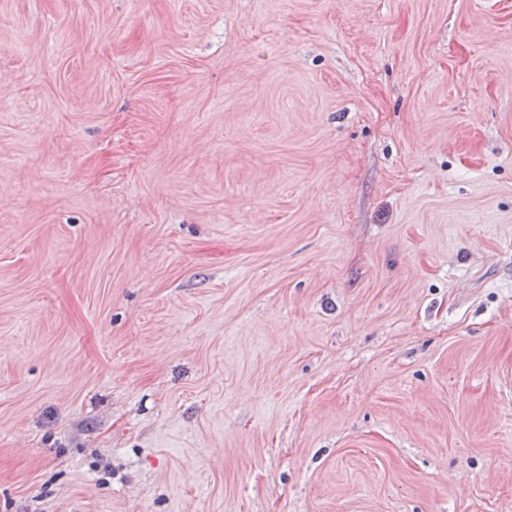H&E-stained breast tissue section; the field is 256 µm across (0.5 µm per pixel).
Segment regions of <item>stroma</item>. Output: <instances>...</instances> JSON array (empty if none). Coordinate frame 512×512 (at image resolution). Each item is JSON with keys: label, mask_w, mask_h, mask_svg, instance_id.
<instances>
[{"label": "stroma", "mask_w": 512, "mask_h": 512, "mask_svg": "<svg viewBox=\"0 0 512 512\" xmlns=\"http://www.w3.org/2000/svg\"><path fill=\"white\" fill-rule=\"evenodd\" d=\"M0 512H512V0H0Z\"/></svg>", "instance_id": "stroma-1"}]
</instances>
